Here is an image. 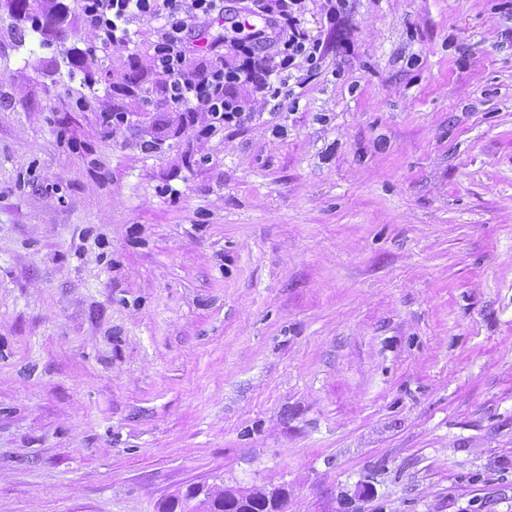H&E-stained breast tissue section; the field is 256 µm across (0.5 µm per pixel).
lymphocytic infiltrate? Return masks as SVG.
<instances>
[{"label":"lymphocytic infiltrate","instance_id":"f902f5d3","mask_svg":"<svg viewBox=\"0 0 512 512\" xmlns=\"http://www.w3.org/2000/svg\"><path fill=\"white\" fill-rule=\"evenodd\" d=\"M225 0H82L87 27L103 46L132 42L130 25L152 24L151 63L160 75L156 90L171 109L203 112L200 136L244 124L251 117L235 93L243 82L286 84L297 60L318 64L321 40L302 28V0H249L250 22L238 25L231 45L238 57L225 66L224 40L213 27L223 19Z\"/></svg>","mask_w":512,"mask_h":512}]
</instances>
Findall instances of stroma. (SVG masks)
<instances>
[{
	"label": "stroma",
	"mask_w": 512,
	"mask_h": 512,
	"mask_svg": "<svg viewBox=\"0 0 512 512\" xmlns=\"http://www.w3.org/2000/svg\"><path fill=\"white\" fill-rule=\"evenodd\" d=\"M61 2L0 0V512H512V0H305L208 138ZM13 13L31 22L34 31H41L44 28L41 13V0H9ZM254 495H256L255 491L216 490L213 491V496L209 500L208 505L207 503L191 504L194 500H187L180 505V512H224V497L230 499L225 505L227 511L253 512L257 503Z\"/></svg>",
	"instance_id": "obj_1"
}]
</instances>
